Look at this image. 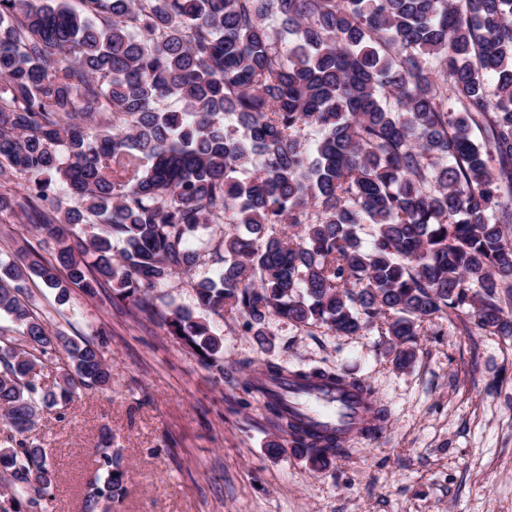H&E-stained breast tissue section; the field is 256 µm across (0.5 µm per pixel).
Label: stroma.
I'll use <instances>...</instances> for the list:
<instances>
[{
  "instance_id": "stroma-1",
  "label": "stroma",
  "mask_w": 512,
  "mask_h": 512,
  "mask_svg": "<svg viewBox=\"0 0 512 512\" xmlns=\"http://www.w3.org/2000/svg\"><path fill=\"white\" fill-rule=\"evenodd\" d=\"M48 253L24 218L0 223V259ZM25 295L50 335L93 343L112 370L109 387L39 412L28 434L57 472L43 512H83L105 431L127 471L112 512H512V336L476 329L472 314L426 324L405 370L376 325L343 336L276 319L262 349L240 314L214 318L225 369L273 360L371 387L386 410L381 432L349 438L350 455L318 471L258 394L204 367L140 302L74 287L61 304L39 282Z\"/></svg>"
}]
</instances>
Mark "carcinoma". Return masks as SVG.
Returning <instances> with one entry per match:
<instances>
[{"instance_id": "cac0c4a2", "label": "carcinoma", "mask_w": 512, "mask_h": 512, "mask_svg": "<svg viewBox=\"0 0 512 512\" xmlns=\"http://www.w3.org/2000/svg\"><path fill=\"white\" fill-rule=\"evenodd\" d=\"M0 0V218L20 214L52 258L0 261V423L22 434L40 406L103 389L98 347L51 337L23 299L108 285L150 296L210 256L196 308L150 317L224 371L210 318L238 311L256 342L274 318L354 335L385 318L394 363L421 324L468 308L512 336V0ZM232 225L228 232L224 225ZM374 227L362 242L358 228ZM63 346L56 389L38 366ZM229 378L263 398L322 468L347 440L278 387L362 380L268 361ZM101 439L84 512L123 496ZM0 512H38L55 470L7 436Z\"/></svg>"}]
</instances>
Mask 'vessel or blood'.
I'll list each match as a JSON object with an SVG mask.
<instances>
[{
    "label": "vessel or blood",
    "mask_w": 512,
    "mask_h": 512,
    "mask_svg": "<svg viewBox=\"0 0 512 512\" xmlns=\"http://www.w3.org/2000/svg\"><path fill=\"white\" fill-rule=\"evenodd\" d=\"M312 408L316 421L351 437L359 434L361 424L372 418L368 400L339 389L314 393Z\"/></svg>",
    "instance_id": "obj_1"
}]
</instances>
